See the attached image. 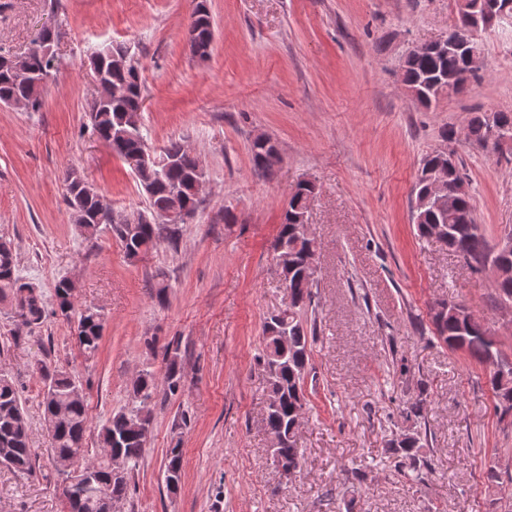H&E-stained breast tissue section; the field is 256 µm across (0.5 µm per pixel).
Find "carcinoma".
<instances>
[{"mask_svg":"<svg viewBox=\"0 0 512 512\" xmlns=\"http://www.w3.org/2000/svg\"><path fill=\"white\" fill-rule=\"evenodd\" d=\"M214 40V19L207 0H198L187 28V41L192 55L204 58L209 55ZM112 45L92 52L90 63L104 72L115 85L125 88V94L118 99L94 101L88 110V124L92 131L110 142L112 153L127 164L139 184L151 183L153 191L146 197L147 206L132 218V223L112 221V207L105 197L98 193L92 197L80 198L82 189L76 177V170H69L64 177L66 185L65 201L74 223L88 239L95 238L100 226L106 225L124 246L127 255L146 254L160 242L173 244L179 236L176 224L159 223L154 213L170 209L190 208L195 210L198 200L195 184L201 160L183 143L171 141L154 156L167 161L158 168H144L133 164V159L145 151H150L142 127L130 128L124 118L131 112H142V76L134 56L129 54L123 62L112 61ZM28 69L49 79L55 67L56 57L47 56L36 47L29 51ZM464 69V59L457 55L441 56L431 51L409 52L402 61L406 84L419 89V104L429 106L437 96L445 91L441 84L444 75ZM46 86L37 85L15 77L5 64L0 62V104L11 101H24L28 111L38 112L44 102ZM490 130V114L483 112L469 123V134L480 144L487 140ZM437 168V158L428 154L422 160V177L415 184L413 223L418 236L430 238L434 228L442 224L449 228L448 250L462 258L475 272L481 271L492 253L484 236L475 223L474 207L469 184L458 166L445 173L448 192L454 203L446 212L430 205L422 204L428 187L423 175ZM315 187L310 185L295 192L288 201V208L279 224L275 245L288 250V288L294 300L287 308L271 315L264 326L281 325L288 328L292 344L288 351L281 350L272 336H262L263 348L259 357L263 369L275 368L272 378L266 379L267 407L265 423L270 434L282 438L275 453L280 460L298 469L303 460L299 448L289 433L296 420L302 418L306 409L304 393L305 372L309 362L311 346L315 338V326H307V314L315 288L314 274L304 265L305 255L316 241L306 236L299 218L309 207ZM82 199V212L74 210V202ZM71 284L68 279L58 280L54 286V303L47 309L43 294H32L29 283L19 276L16 256L11 241L0 237V303L11 306L22 303L18 310L22 324L27 327L42 324L47 314L71 320L74 308L70 300ZM104 318L90 306L79 312L77 344L82 354L90 359L99 350ZM435 334L448 349L465 351L472 358L484 364L492 355H500V350L484 324L474 318L461 324L454 316H446L433 321ZM167 369L164 375L166 391L175 394L180 389L183 373L178 354L165 349ZM43 381L44 418H54L51 429L52 459H67L78 466L80 473L70 475L78 496L67 500L68 512H96L94 499L97 495L112 500H120L126 495L130 473L143 457L147 436L143 428L151 425L152 402L157 394L159 383L153 374L145 372L134 381L131 390V406L113 413L100 427L97 440L102 448H117L125 463L124 474L120 478L111 477V463L98 461L99 480L86 490L83 488V466L92 462L91 450L87 446V432L90 429L86 400L72 397V393L82 387L71 372L57 365L41 363L37 366ZM490 383L496 398V408L512 411V363L502 370L490 372ZM427 436L413 428L391 441L388 459L398 473L412 478L423 479L424 472L431 471L426 456ZM181 455L179 448L166 450L164 470L181 478ZM0 464L28 474L33 471L35 452L31 448L28 425L20 401V394L13 379L0 373Z\"/></svg>","mask_w":512,"mask_h":512,"instance_id":"cac0c4a2","label":"carcinoma"}]
</instances>
